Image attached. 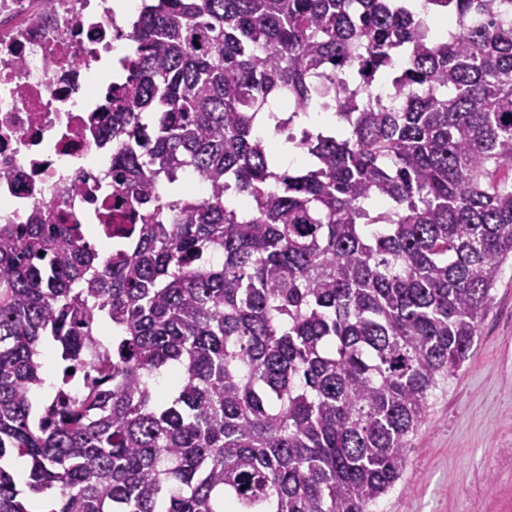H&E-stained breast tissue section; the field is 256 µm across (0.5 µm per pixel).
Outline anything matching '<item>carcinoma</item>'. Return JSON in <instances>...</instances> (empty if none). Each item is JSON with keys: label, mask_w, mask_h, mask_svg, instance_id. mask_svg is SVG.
Listing matches in <instances>:
<instances>
[{"label": "carcinoma", "mask_w": 512, "mask_h": 512, "mask_svg": "<svg viewBox=\"0 0 512 512\" xmlns=\"http://www.w3.org/2000/svg\"><path fill=\"white\" fill-rule=\"evenodd\" d=\"M128 39L125 245L0 224V512H373L512 260V0H144Z\"/></svg>", "instance_id": "cac0c4a2"}]
</instances>
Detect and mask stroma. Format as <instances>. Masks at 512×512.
Segmentation results:
<instances>
[{"instance_id": "obj_1", "label": "stroma", "mask_w": 512, "mask_h": 512, "mask_svg": "<svg viewBox=\"0 0 512 512\" xmlns=\"http://www.w3.org/2000/svg\"><path fill=\"white\" fill-rule=\"evenodd\" d=\"M473 351L435 390L407 471L374 512H512V265Z\"/></svg>"}]
</instances>
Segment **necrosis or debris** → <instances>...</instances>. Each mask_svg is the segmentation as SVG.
Returning <instances> with one entry per match:
<instances>
[{
  "label": "necrosis or debris",
  "mask_w": 512,
  "mask_h": 512,
  "mask_svg": "<svg viewBox=\"0 0 512 512\" xmlns=\"http://www.w3.org/2000/svg\"><path fill=\"white\" fill-rule=\"evenodd\" d=\"M114 0H0V224H101L110 166L92 148L97 84L121 79L102 57L123 48Z\"/></svg>",
  "instance_id": "1"
}]
</instances>
